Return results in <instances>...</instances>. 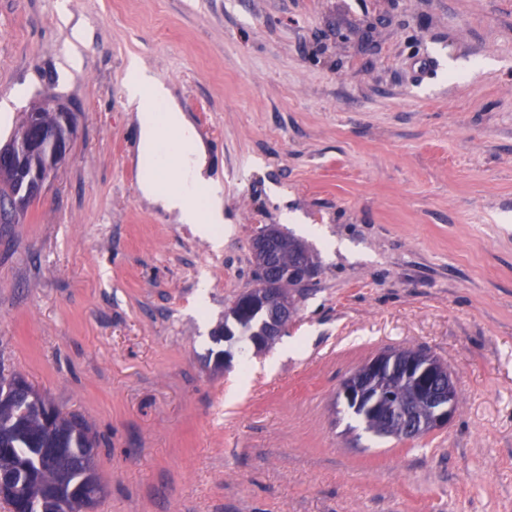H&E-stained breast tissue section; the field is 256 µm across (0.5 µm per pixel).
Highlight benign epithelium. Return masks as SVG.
Masks as SVG:
<instances>
[{
	"mask_svg": "<svg viewBox=\"0 0 512 512\" xmlns=\"http://www.w3.org/2000/svg\"><path fill=\"white\" fill-rule=\"evenodd\" d=\"M43 112L50 113L52 120H42ZM74 130L73 112L50 100L45 107L25 113L18 133L0 145V173L10 174L16 184L10 204L12 214L22 211L30 199L38 196L55 170L66 162ZM251 247L261 256L263 271L255 284L235 300L242 313L266 307L282 282L291 278L306 288L317 275L303 252L298 254L293 268L277 264L273 259L277 241L265 226L256 232ZM397 377L409 383L412 391L395 400L391 386ZM337 398L380 417L384 431L394 424L403 432L440 429L452 420L457 408L453 376L446 375V370L426 354L400 357L390 351L379 352L342 381ZM96 456L97 449H85L83 464L88 486L80 500L61 503L63 512H94L95 502L103 493L95 478Z\"/></svg>",
	"mask_w": 512,
	"mask_h": 512,
	"instance_id": "benign-epithelium-1",
	"label": "benign epithelium"
}]
</instances>
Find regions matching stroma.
I'll return each instance as SVG.
<instances>
[{"mask_svg":"<svg viewBox=\"0 0 512 512\" xmlns=\"http://www.w3.org/2000/svg\"><path fill=\"white\" fill-rule=\"evenodd\" d=\"M133 59L204 139L221 248L140 196ZM17 89L0 142L52 97L77 126L0 224V372L98 435L95 512H512V0H0ZM267 224L319 263L298 352L216 366ZM393 347L448 366V426L337 401Z\"/></svg>","mask_w":512,"mask_h":512,"instance_id":"35a3bbf8","label":"stroma"}]
</instances>
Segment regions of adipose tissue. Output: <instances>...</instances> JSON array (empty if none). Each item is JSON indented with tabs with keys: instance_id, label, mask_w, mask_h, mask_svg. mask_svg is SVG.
I'll return each mask as SVG.
<instances>
[{
	"instance_id": "1",
	"label": "adipose tissue",
	"mask_w": 512,
	"mask_h": 512,
	"mask_svg": "<svg viewBox=\"0 0 512 512\" xmlns=\"http://www.w3.org/2000/svg\"><path fill=\"white\" fill-rule=\"evenodd\" d=\"M126 93L139 121L137 165L166 168L167 186L151 177L140 183L152 205L193 225L202 236H212L224 221V196L219 181L210 175L207 149L194 124L168 88L137 65H130Z\"/></svg>"
}]
</instances>
